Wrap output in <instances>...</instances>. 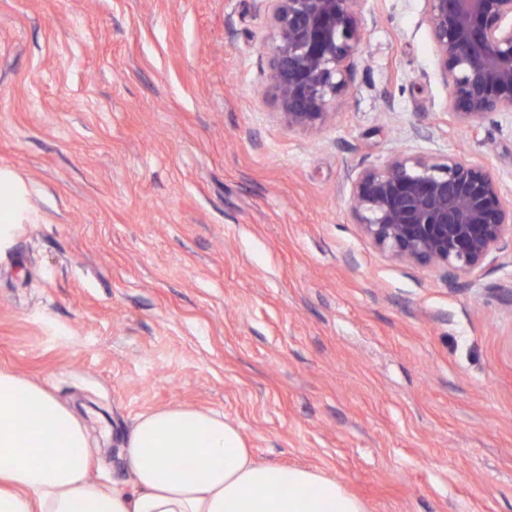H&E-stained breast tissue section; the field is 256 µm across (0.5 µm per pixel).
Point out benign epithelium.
Masks as SVG:
<instances>
[{"label": "benign epithelium", "instance_id": "obj_1", "mask_svg": "<svg viewBox=\"0 0 512 512\" xmlns=\"http://www.w3.org/2000/svg\"><path fill=\"white\" fill-rule=\"evenodd\" d=\"M270 78L290 128L325 123L365 43V0H272ZM425 22L448 86L445 110L476 125L512 112V0H426ZM351 215L391 257L468 273L512 236V204L479 162L396 155L351 181Z\"/></svg>", "mask_w": 512, "mask_h": 512}]
</instances>
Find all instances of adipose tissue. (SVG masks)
<instances>
[{"label": "adipose tissue", "mask_w": 512, "mask_h": 512, "mask_svg": "<svg viewBox=\"0 0 512 512\" xmlns=\"http://www.w3.org/2000/svg\"><path fill=\"white\" fill-rule=\"evenodd\" d=\"M23 206V187L1 174L0 251ZM122 448L129 484L92 482L85 423L44 385L0 367V512H365L319 470L257 461L211 409L144 412Z\"/></svg>", "instance_id": "1"}]
</instances>
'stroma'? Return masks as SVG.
<instances>
[{
	"label": "stroma",
	"instance_id": "35a3bbf8",
	"mask_svg": "<svg viewBox=\"0 0 512 512\" xmlns=\"http://www.w3.org/2000/svg\"><path fill=\"white\" fill-rule=\"evenodd\" d=\"M426 0H366L333 118L291 129L258 0H0V366L126 480L146 410L222 412L367 512H512V240L455 280L377 248L349 178L466 154L512 203V112L457 122ZM24 189L9 174L0 175V252L15 239L16 224L24 206Z\"/></svg>",
	"mask_w": 512,
	"mask_h": 512
}]
</instances>
